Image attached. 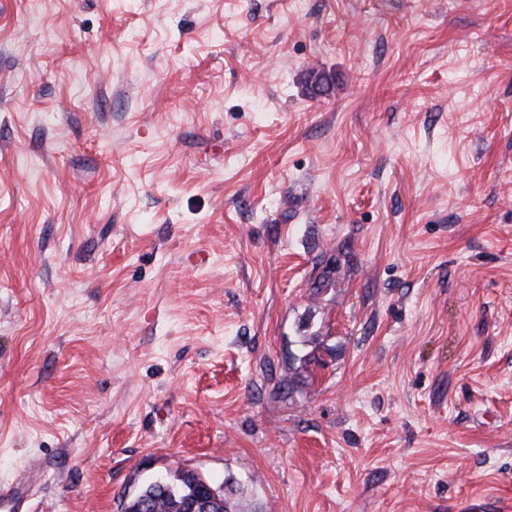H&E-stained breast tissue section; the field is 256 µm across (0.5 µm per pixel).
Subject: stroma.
Wrapping results in <instances>:
<instances>
[{"mask_svg":"<svg viewBox=\"0 0 512 512\" xmlns=\"http://www.w3.org/2000/svg\"><path fill=\"white\" fill-rule=\"evenodd\" d=\"M179 469L512 504V0H0V512Z\"/></svg>","mask_w":512,"mask_h":512,"instance_id":"35a3bbf8","label":"stroma"}]
</instances>
